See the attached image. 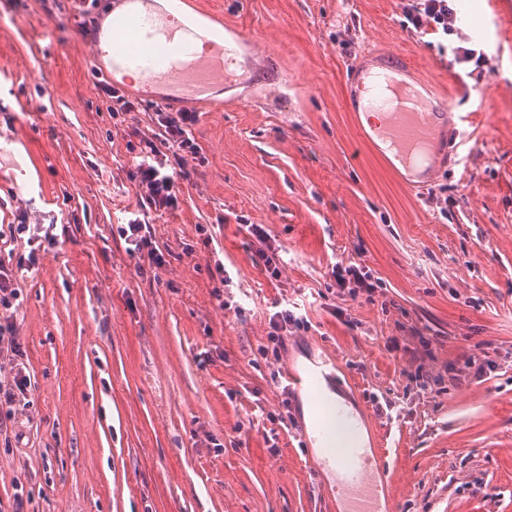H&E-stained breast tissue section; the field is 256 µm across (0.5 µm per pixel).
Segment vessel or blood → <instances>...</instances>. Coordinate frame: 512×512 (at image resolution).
Returning a JSON list of instances; mask_svg holds the SVG:
<instances>
[{"instance_id":"obj_1","label":"vessel or blood","mask_w":512,"mask_h":512,"mask_svg":"<svg viewBox=\"0 0 512 512\" xmlns=\"http://www.w3.org/2000/svg\"><path fill=\"white\" fill-rule=\"evenodd\" d=\"M111 13L98 16L87 34L94 46L109 44V67L136 69L141 87L153 90L169 108L198 101L218 106V93H232L245 101L247 88L284 85L280 72L269 71L254 55L255 38L236 24L223 30L209 29L207 49L195 51L197 33L189 28L175 33L169 15L158 0H112ZM406 57L390 50H371L351 68L345 81L343 107L348 112L384 113L383 124L360 130L363 144L392 146L396 155L387 166L401 164L397 178L415 194H422L437 170L447 166L449 143H462L463 115L451 111L447 100L434 88L393 84L394 74H409ZM340 370L335 359L323 356L305 371L286 369L283 381L288 392L305 393L311 409L304 423V441L320 440L323 455L317 466L330 470L339 491L350 502V512H376L373 490L386 473L373 468V449L354 440L365 426L363 417L345 406H325V390L336 387Z\"/></svg>"}]
</instances>
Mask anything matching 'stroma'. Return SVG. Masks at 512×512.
<instances>
[{"label": "stroma", "mask_w": 512, "mask_h": 512, "mask_svg": "<svg viewBox=\"0 0 512 512\" xmlns=\"http://www.w3.org/2000/svg\"><path fill=\"white\" fill-rule=\"evenodd\" d=\"M207 2L255 35L288 91L198 108L207 161L183 158L182 203L153 224L169 253L157 268L111 231L137 202L124 129L143 125L152 97L130 89L141 108L117 123L77 21L0 0V224L24 210L30 223L72 227L17 276L31 388L17 439L0 447V512L19 487L29 512H346L302 439L299 402L272 381L324 353L369 438L388 437L386 503L512 512V19L468 27L470 0H457L458 35L420 36L408 0ZM459 45L483 52L482 65L459 62ZM368 48L446 80L454 111L470 115L461 163L426 195L361 145L343 108ZM249 223L280 249L278 277L253 266ZM199 224L213 225L211 244ZM338 265L378 281L373 301L337 288ZM278 301L306 325L276 361L260 348ZM479 347L491 365L478 378L463 360Z\"/></svg>", "instance_id": "obj_1"}]
</instances>
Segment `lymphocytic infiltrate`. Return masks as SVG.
<instances>
[{
	"instance_id": "lymphocytic-infiltrate-1",
	"label": "lymphocytic infiltrate",
	"mask_w": 512,
	"mask_h": 512,
	"mask_svg": "<svg viewBox=\"0 0 512 512\" xmlns=\"http://www.w3.org/2000/svg\"><path fill=\"white\" fill-rule=\"evenodd\" d=\"M454 10L449 0H410L407 19L414 33L423 35L434 31L453 34ZM149 132L132 129L138 137V161L131 174L138 188L137 207L127 223L117 225L118 239L124 240L130 255L148 257L155 266H163L166 257L157 245L152 232V216L175 211L180 207L181 181L188 175L182 169V157L189 154L201 157L203 149L191 127L198 119L196 113L169 112L157 106L144 109ZM25 240L29 250L15 251L14 244ZM59 236L55 225L0 224V359L13 361L15 372L11 379H0V445H10L14 428L15 408L26 398L31 380L23 362L24 352L14 335L12 318L22 304V290L16 273L34 268L41 251L56 247Z\"/></svg>"
}]
</instances>
